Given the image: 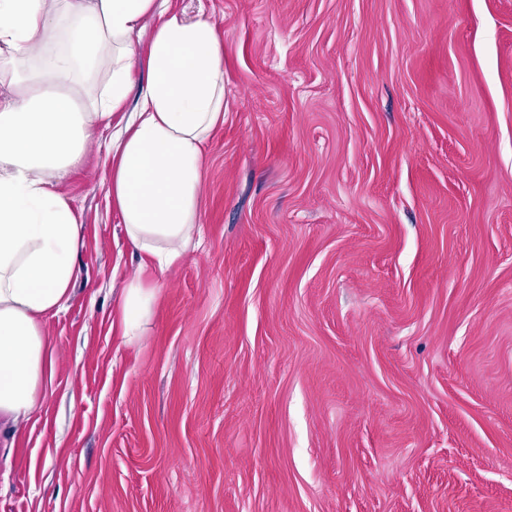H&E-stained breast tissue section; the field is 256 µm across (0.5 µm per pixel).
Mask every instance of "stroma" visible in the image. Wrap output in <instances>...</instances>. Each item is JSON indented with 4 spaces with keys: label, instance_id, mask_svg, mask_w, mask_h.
<instances>
[{
    "label": "stroma",
    "instance_id": "35a3bbf8",
    "mask_svg": "<svg viewBox=\"0 0 512 512\" xmlns=\"http://www.w3.org/2000/svg\"><path fill=\"white\" fill-rule=\"evenodd\" d=\"M167 6L224 37L203 242L120 346L118 113L0 512H512V0Z\"/></svg>",
    "mask_w": 512,
    "mask_h": 512
}]
</instances>
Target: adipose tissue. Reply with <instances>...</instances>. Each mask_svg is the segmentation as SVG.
Returning a JSON list of instances; mask_svg holds the SVG:
<instances>
[{"mask_svg": "<svg viewBox=\"0 0 512 512\" xmlns=\"http://www.w3.org/2000/svg\"><path fill=\"white\" fill-rule=\"evenodd\" d=\"M140 73L137 110L108 149L107 197L139 255L112 316L126 347L156 305L145 273L170 269L200 231L204 148L224 123L218 24L159 0H0V422L38 415L54 379L44 325L70 300L81 229L56 185Z\"/></svg>", "mask_w": 512, "mask_h": 512, "instance_id": "1", "label": "adipose tissue"}]
</instances>
